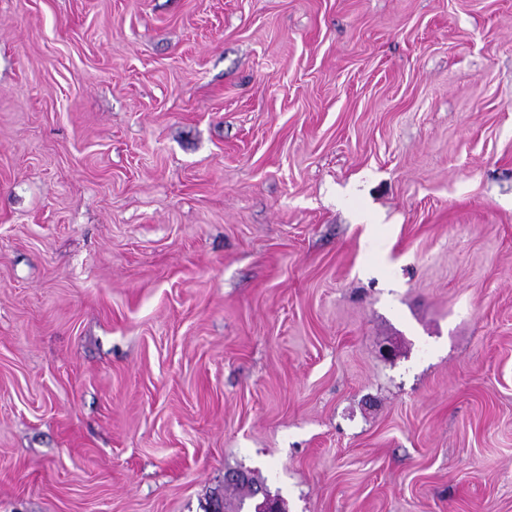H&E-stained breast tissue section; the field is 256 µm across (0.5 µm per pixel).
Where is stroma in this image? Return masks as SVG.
<instances>
[{
  "mask_svg": "<svg viewBox=\"0 0 512 512\" xmlns=\"http://www.w3.org/2000/svg\"><path fill=\"white\" fill-rule=\"evenodd\" d=\"M512 512V0H0V512Z\"/></svg>",
  "mask_w": 512,
  "mask_h": 512,
  "instance_id": "stroma-1",
  "label": "stroma"
}]
</instances>
